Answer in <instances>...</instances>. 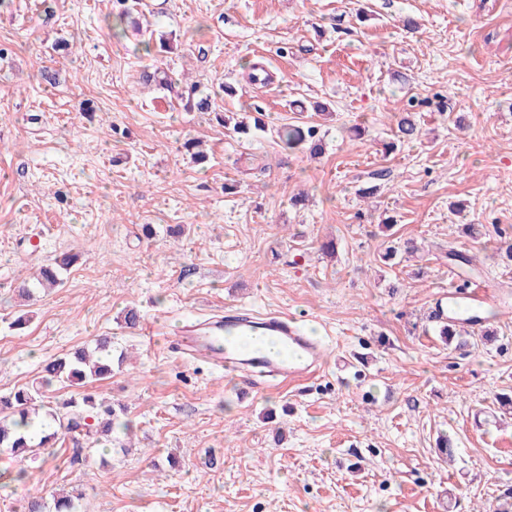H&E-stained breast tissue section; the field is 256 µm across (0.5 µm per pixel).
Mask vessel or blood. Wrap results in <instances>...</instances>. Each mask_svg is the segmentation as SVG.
Returning <instances> with one entry per match:
<instances>
[{
    "label": "vessel or blood",
    "mask_w": 512,
    "mask_h": 512,
    "mask_svg": "<svg viewBox=\"0 0 512 512\" xmlns=\"http://www.w3.org/2000/svg\"><path fill=\"white\" fill-rule=\"evenodd\" d=\"M502 301L498 289L482 282L469 288L452 286L447 303L438 305L437 312L452 320L460 307L494 304L502 318L511 319L512 308L503 306ZM169 344L214 366L243 373V383L250 389L269 378L285 382L313 378L325 359L321 341L285 313L228 310L210 317L201 330L175 332Z\"/></svg>",
    "instance_id": "b4317fda"
}]
</instances>
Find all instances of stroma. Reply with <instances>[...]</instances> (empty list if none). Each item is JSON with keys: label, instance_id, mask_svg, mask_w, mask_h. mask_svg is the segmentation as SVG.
<instances>
[{"label": "stroma", "instance_id": "stroma-1", "mask_svg": "<svg viewBox=\"0 0 512 512\" xmlns=\"http://www.w3.org/2000/svg\"><path fill=\"white\" fill-rule=\"evenodd\" d=\"M142 3L172 52L114 31L115 0L0 6V394L101 336L124 358L85 387L117 410L111 440L0 451V512L73 489L80 512H496L512 323L459 349L428 314L452 273L512 301V0ZM152 65L174 89L139 83ZM190 82L216 112L185 111ZM410 99L422 137L403 142ZM254 102L267 125H316L323 154L239 141L218 116ZM408 238L417 253L381 261ZM66 254L62 285L36 287ZM227 306L301 318L325 371L244 398L169 347Z\"/></svg>", "mask_w": 512, "mask_h": 512}]
</instances>
